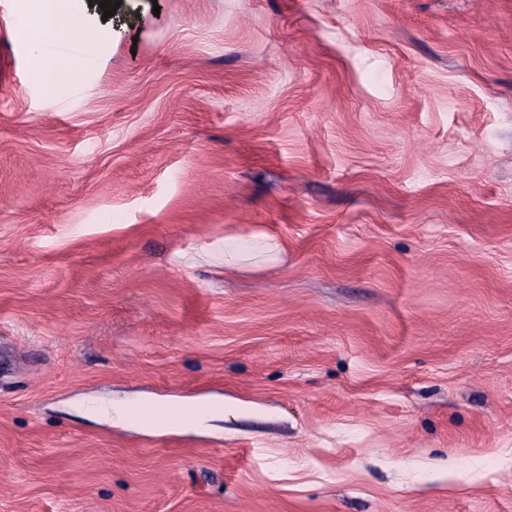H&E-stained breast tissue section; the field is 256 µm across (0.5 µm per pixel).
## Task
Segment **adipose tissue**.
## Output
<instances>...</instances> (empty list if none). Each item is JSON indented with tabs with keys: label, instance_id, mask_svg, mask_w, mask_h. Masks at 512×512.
Wrapping results in <instances>:
<instances>
[{
	"label": "adipose tissue",
	"instance_id": "1",
	"mask_svg": "<svg viewBox=\"0 0 512 512\" xmlns=\"http://www.w3.org/2000/svg\"><path fill=\"white\" fill-rule=\"evenodd\" d=\"M22 19L16 37L30 51L34 83L57 95L81 85L92 61L112 47V27L88 0H17Z\"/></svg>",
	"mask_w": 512,
	"mask_h": 512
}]
</instances>
